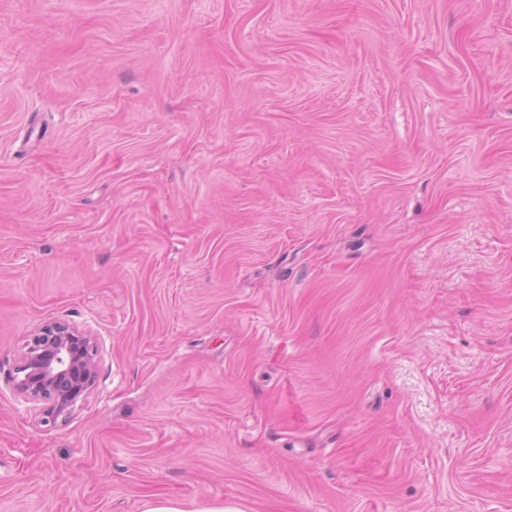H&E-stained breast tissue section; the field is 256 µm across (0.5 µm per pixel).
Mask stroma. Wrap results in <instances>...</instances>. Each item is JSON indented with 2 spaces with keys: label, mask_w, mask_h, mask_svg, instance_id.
Instances as JSON below:
<instances>
[{
  "label": "stroma",
  "mask_w": 512,
  "mask_h": 512,
  "mask_svg": "<svg viewBox=\"0 0 512 512\" xmlns=\"http://www.w3.org/2000/svg\"><path fill=\"white\" fill-rule=\"evenodd\" d=\"M154 498L512 512V0H0V512ZM98 353L88 334L64 322H46L27 341L15 388L27 402L44 404L42 422L66 419L95 383Z\"/></svg>",
  "instance_id": "stroma-1"
}]
</instances>
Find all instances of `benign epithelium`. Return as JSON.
Here are the masks:
<instances>
[{
  "label": "benign epithelium",
  "instance_id": "benign-epithelium-1",
  "mask_svg": "<svg viewBox=\"0 0 512 512\" xmlns=\"http://www.w3.org/2000/svg\"><path fill=\"white\" fill-rule=\"evenodd\" d=\"M98 353L88 334L49 321L27 341L15 388L24 400L44 404L42 422L65 419L93 387Z\"/></svg>",
  "mask_w": 512,
  "mask_h": 512
}]
</instances>
